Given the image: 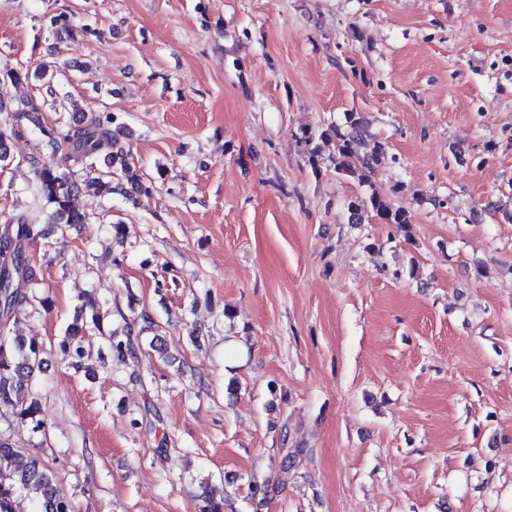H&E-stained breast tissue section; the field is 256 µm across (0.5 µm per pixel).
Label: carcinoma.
<instances>
[{"label": "carcinoma", "mask_w": 512, "mask_h": 512, "mask_svg": "<svg viewBox=\"0 0 512 512\" xmlns=\"http://www.w3.org/2000/svg\"><path fill=\"white\" fill-rule=\"evenodd\" d=\"M34 74L43 82L51 101H56L55 75L49 73L44 64L37 65ZM28 77L29 71L22 67L7 70V79L0 80V106L8 95L9 86ZM117 121L118 116L112 112H97L84 116L73 126L41 128L56 153L49 162L36 164L35 182L27 191L37 211L46 206L52 208L50 216L63 236L70 225L87 223L86 216L72 208L71 196L80 189L79 171L95 164L102 155L107 156V169L93 182L97 190L108 187L112 177L116 176L130 185L136 204L152 193L153 185L144 182L136 163L116 150L113 126ZM15 134V129L0 126L1 168L13 160L8 142ZM318 139L335 141L333 164L336 175L355 178L362 183L376 175L383 147L367 140L363 121L355 113H347L342 124L332 123L315 131H302L299 141L307 147L308 162L315 170L318 169V148L315 144ZM347 207L359 217L372 213L386 224L410 223L407 208L378 195L356 196ZM42 237L41 225L27 214L10 216L0 224V403L14 406L20 423L32 424L35 431L43 428L39 418L41 403L36 374L41 369L44 346L36 336L10 335V325L40 308H49L50 297L38 294L44 283L29 258V245ZM136 326L142 334L154 330L156 322L149 313L142 311L131 319H125L122 331L104 332L99 303L88 295L77 308L65 336L58 342L59 353L72 365H79L85 355L84 336L94 332L107 336L113 356L121 359L132 357L136 355L133 339ZM32 492L37 494V498L31 500L30 507L26 509L24 500ZM224 506L223 498L216 500L197 496L193 499L191 512H224ZM0 512H75L70 496L54 474L44 468L38 458L26 454L2 434Z\"/></svg>", "instance_id": "carcinoma-1"}]
</instances>
